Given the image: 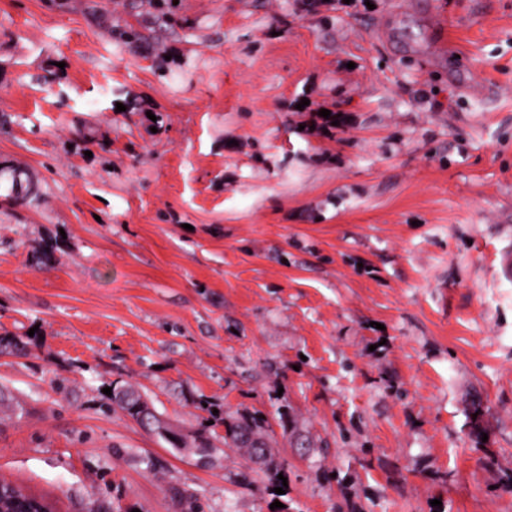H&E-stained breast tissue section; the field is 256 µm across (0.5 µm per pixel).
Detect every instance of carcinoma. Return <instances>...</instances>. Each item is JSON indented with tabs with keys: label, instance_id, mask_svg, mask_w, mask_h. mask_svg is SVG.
<instances>
[{
	"label": "carcinoma",
	"instance_id": "cac0c4a2",
	"mask_svg": "<svg viewBox=\"0 0 512 512\" xmlns=\"http://www.w3.org/2000/svg\"><path fill=\"white\" fill-rule=\"evenodd\" d=\"M114 403L137 424H143L142 408L149 407V404L137 389L131 386L119 389L114 393ZM211 421L224 426V445L237 449L253 473L268 475L278 467L263 419L220 410L218 414L211 415ZM180 440L188 448L195 447V451L203 459L212 451L201 434H195L190 439L182 436Z\"/></svg>",
	"mask_w": 512,
	"mask_h": 512
}]
</instances>
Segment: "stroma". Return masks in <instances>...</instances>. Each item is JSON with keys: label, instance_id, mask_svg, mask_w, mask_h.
Here are the masks:
<instances>
[{"label": "stroma", "instance_id": "1", "mask_svg": "<svg viewBox=\"0 0 512 512\" xmlns=\"http://www.w3.org/2000/svg\"><path fill=\"white\" fill-rule=\"evenodd\" d=\"M304 3L0 0V483L49 512H512V0ZM118 408L126 415L129 416L133 421L137 424L147 427L148 429L154 431L157 435L164 438L165 440L171 442L176 447L177 445L169 440L165 435L156 431V427L152 425V423L144 424L142 421V407L149 408V404L143 398L142 394L135 388L129 386L119 389L114 393V401ZM210 417L214 424L224 426V445L236 448L253 473L267 475L277 470L274 448L263 419L224 410H218V415L210 411Z\"/></svg>", "mask_w": 512, "mask_h": 512}]
</instances>
